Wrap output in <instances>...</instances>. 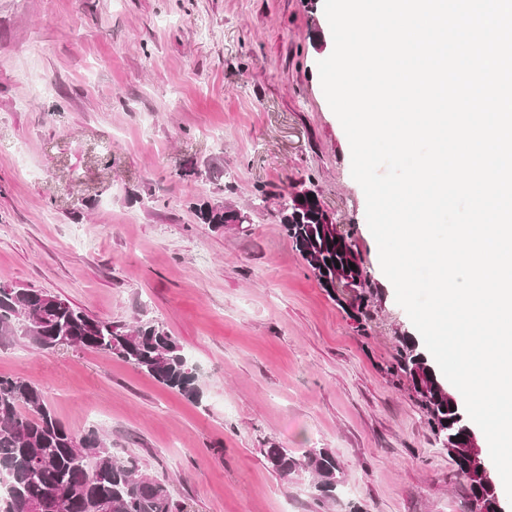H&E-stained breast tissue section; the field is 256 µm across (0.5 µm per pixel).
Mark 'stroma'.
I'll return each mask as SVG.
<instances>
[{
	"label": "stroma",
	"mask_w": 512,
	"mask_h": 512,
	"mask_svg": "<svg viewBox=\"0 0 512 512\" xmlns=\"http://www.w3.org/2000/svg\"><path fill=\"white\" fill-rule=\"evenodd\" d=\"M324 0H0V282L117 324L161 322L196 366L190 401L112 356L0 341V375L97 429L191 512H466V486L399 368L415 335L383 273L317 63ZM311 189L374 288L360 328L280 224ZM251 215L199 223L197 201ZM332 449L344 482L263 451ZM269 466L280 476L305 473L312 480V497L318 506L336 499V491L343 483L342 470L335 454L329 448H308L296 456L288 448H265Z\"/></svg>",
	"instance_id": "obj_1"
}]
</instances>
